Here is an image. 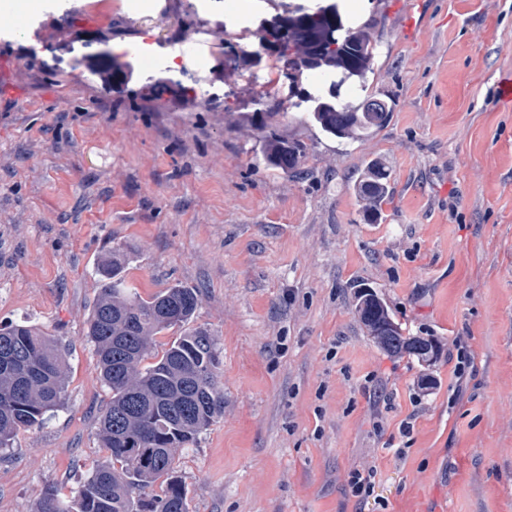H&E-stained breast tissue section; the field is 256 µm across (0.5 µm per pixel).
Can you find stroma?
<instances>
[{
	"mask_svg": "<svg viewBox=\"0 0 512 512\" xmlns=\"http://www.w3.org/2000/svg\"><path fill=\"white\" fill-rule=\"evenodd\" d=\"M94 2L18 0L0 26L19 90L0 97V323L70 352L64 408L0 448V512H34L106 453L86 319L115 245L141 295L198 290L217 341L224 414L175 458L190 512H512V0L342 6L378 43L365 93L393 109L355 143L260 47L279 0H110L103 23ZM267 126L305 145L298 171L263 162ZM371 159L391 190L368 224L353 187ZM354 282L437 359L377 348ZM372 465L362 503L348 474Z\"/></svg>",
	"mask_w": 512,
	"mask_h": 512,
	"instance_id": "1",
	"label": "stroma"
}]
</instances>
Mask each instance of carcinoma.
Returning <instances> with one entry per match:
<instances>
[{
    "instance_id": "carcinoma-1",
    "label": "carcinoma",
    "mask_w": 512,
    "mask_h": 512,
    "mask_svg": "<svg viewBox=\"0 0 512 512\" xmlns=\"http://www.w3.org/2000/svg\"><path fill=\"white\" fill-rule=\"evenodd\" d=\"M259 32V41L278 50L295 82L325 71L347 73L350 82L361 84L376 55L370 29L345 26L335 4L312 12L288 6ZM302 96L315 103L312 118L321 129L345 142L361 141L389 120L367 111L363 101ZM265 138L268 164L282 170L299 166L302 145L271 129ZM390 177L383 164L367 162L356 193L368 224L388 198ZM125 265L119 247L98 264V293L87 320L86 336L111 392L99 421L107 454L70 494L48 485L34 512H189L186 488L175 476V455L224 414L221 360L211 332L192 326L201 304L196 289L175 283L144 298L127 285ZM365 293L358 291L355 310L378 348L423 363L437 358L438 341L405 335L383 300L370 308L361 304ZM174 328L180 335L155 354V336ZM67 368L68 352L53 336L30 325H0V448L9 447L21 429L42 427L65 405Z\"/></svg>"
}]
</instances>
